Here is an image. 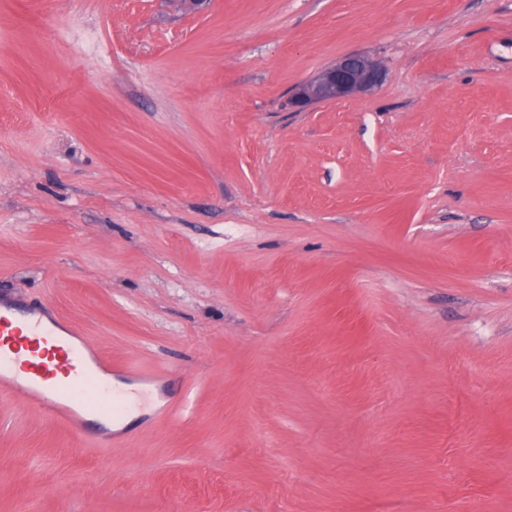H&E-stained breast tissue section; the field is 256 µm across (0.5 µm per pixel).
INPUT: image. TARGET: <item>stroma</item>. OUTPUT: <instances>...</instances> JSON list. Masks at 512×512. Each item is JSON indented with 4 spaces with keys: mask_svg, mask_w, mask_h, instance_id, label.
Segmentation results:
<instances>
[{
    "mask_svg": "<svg viewBox=\"0 0 512 512\" xmlns=\"http://www.w3.org/2000/svg\"><path fill=\"white\" fill-rule=\"evenodd\" d=\"M0 299L151 380L0 512H512V0H0ZM381 77L375 63L361 55H349L323 71L315 80L302 85L295 103L305 105L312 101L340 100L368 92L381 81Z\"/></svg>",
    "mask_w": 512,
    "mask_h": 512,
    "instance_id": "obj_1",
    "label": "stroma"
}]
</instances>
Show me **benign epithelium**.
<instances>
[{"instance_id": "1", "label": "benign epithelium", "mask_w": 512, "mask_h": 512, "mask_svg": "<svg viewBox=\"0 0 512 512\" xmlns=\"http://www.w3.org/2000/svg\"><path fill=\"white\" fill-rule=\"evenodd\" d=\"M382 73L375 63L361 55H349L334 67L323 71L315 80L301 86L295 103L347 98L370 91L381 81Z\"/></svg>"}]
</instances>
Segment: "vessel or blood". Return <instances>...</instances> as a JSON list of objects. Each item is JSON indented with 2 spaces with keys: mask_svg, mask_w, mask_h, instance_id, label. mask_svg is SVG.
I'll list each match as a JSON object with an SVG mask.
<instances>
[{
  "mask_svg": "<svg viewBox=\"0 0 512 512\" xmlns=\"http://www.w3.org/2000/svg\"><path fill=\"white\" fill-rule=\"evenodd\" d=\"M48 311L0 304V398L41 404L54 418L81 407L108 418L114 401L96 372L102 360L87 340L61 337Z\"/></svg>",
  "mask_w": 512,
  "mask_h": 512,
  "instance_id": "1",
  "label": "vessel or blood"
}]
</instances>
